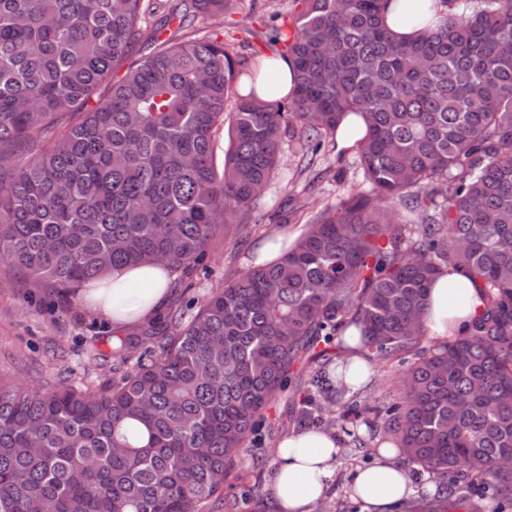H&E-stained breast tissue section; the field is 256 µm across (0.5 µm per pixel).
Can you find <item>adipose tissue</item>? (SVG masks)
Wrapping results in <instances>:
<instances>
[{
	"mask_svg": "<svg viewBox=\"0 0 512 512\" xmlns=\"http://www.w3.org/2000/svg\"><path fill=\"white\" fill-rule=\"evenodd\" d=\"M171 278L164 264L122 267L103 282L83 285L81 294L92 312L107 319L115 331L124 332L152 319L166 304ZM482 307L481 294L465 272L442 274L430 288L426 333L438 345H445L450 331L467 324ZM342 446L335 433L315 429L289 435L278 444L272 478L277 512H312L328 489ZM421 489L438 491L428 475H417L403 464L394 440L380 444L375 461L359 469L351 484L362 512H392L397 503Z\"/></svg>",
	"mask_w": 512,
	"mask_h": 512,
	"instance_id": "adipose-tissue-1",
	"label": "adipose tissue"
}]
</instances>
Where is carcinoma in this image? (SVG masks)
<instances>
[{
  "label": "carcinoma",
  "mask_w": 512,
  "mask_h": 512,
  "mask_svg": "<svg viewBox=\"0 0 512 512\" xmlns=\"http://www.w3.org/2000/svg\"><path fill=\"white\" fill-rule=\"evenodd\" d=\"M231 2L0 0V267L71 298L117 267L200 264L251 222L285 142L311 172L347 115L366 124L362 180L315 173L343 192L278 262L91 349L117 378L0 382V512H241L229 478L285 391L289 423L366 457L396 439L445 490L399 512H512V0H442L459 11L410 40L384 26L391 0H292L267 43L296 87L274 102L194 29ZM159 14L178 23L164 40L144 32ZM446 269L484 307L427 349ZM351 325L398 368L387 400L349 392Z\"/></svg>",
  "instance_id": "carcinoma-1"
}]
</instances>
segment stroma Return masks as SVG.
Segmentation results:
<instances>
[{"mask_svg":"<svg viewBox=\"0 0 512 512\" xmlns=\"http://www.w3.org/2000/svg\"><path fill=\"white\" fill-rule=\"evenodd\" d=\"M262 0H238L235 29L225 30L220 18L207 20L208 31L214 34L229 32L233 40L245 41V54L263 50L261 40L248 38V30L259 29V14L264 13ZM338 189L335 182L312 179L301 173L300 158L292 147H284L277 171L261 196L253 204L255 221L246 225L239 235L217 237L206 260V269L184 272L185 286L171 297V305L183 306L186 314L197 312L200 305L224 281L245 272L250 266V253L264 237L281 230L302 234L305 224L290 221L287 228L264 223L267 214L293 209L295 203L305 204L307 211L319 210L335 201ZM118 333L109 322L87 311L82 300L63 299L56 289L32 286L20 272L0 269V380L45 387L59 378L79 379L85 376L106 380L112 376L111 365H98L89 357L92 347L108 349L117 343ZM291 403L280 396L268 407L262 423L263 430L274 431L258 455L263 464L254 465L245 457L240 472L247 486L250 512H274L271 483L276 460L273 452L279 439L288 435V411ZM364 459L361 451L345 448L330 489L316 503L317 512H328L337 502L346 500L355 470Z\"/></svg>","mask_w":512,"mask_h":512,"instance_id":"35a3bbf8","label":"stroma"}]
</instances>
